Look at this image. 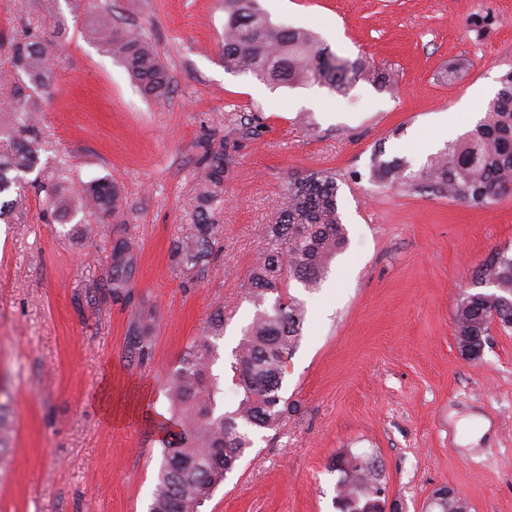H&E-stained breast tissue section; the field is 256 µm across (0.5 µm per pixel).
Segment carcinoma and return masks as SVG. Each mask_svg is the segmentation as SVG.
Segmentation results:
<instances>
[{"instance_id": "1", "label": "carcinoma", "mask_w": 512, "mask_h": 512, "mask_svg": "<svg viewBox=\"0 0 512 512\" xmlns=\"http://www.w3.org/2000/svg\"><path fill=\"white\" fill-rule=\"evenodd\" d=\"M93 39L126 68L140 93L163 99L170 91L169 73L144 30L101 21L91 25ZM224 69L251 73L270 84L325 87L347 93L363 80L383 87L389 72L362 58L340 57L303 28L271 22L258 0H224ZM9 63L26 80L11 93L16 149L0 159V193L24 182V175L40 163L41 134L35 120L39 92L49 83L45 46L30 37L11 46ZM236 141L206 147L200 169V205L196 232L173 242L181 266L208 261L222 236L217 211L224 203V173L233 162ZM371 180L388 186L429 190L458 202L490 205L512 194V71L501 77V88L486 115L463 139L430 156L417 171L404 159H376ZM49 207L64 214L70 196L59 181L41 185ZM88 217L99 222L121 207L118 189L105 179L81 185ZM268 247L251 269L242 288L257 306L275 296L271 309L257 311L233 352L232 381L240 391L236 407L218 408L219 378L213 374L214 350L209 336H218L224 319L216 314L207 335L190 344L179 361L168 390L170 419L161 425L163 448L158 481L149 512H201L237 461L252 448L260 429L277 428L288 415V401L280 395L288 358L300 336L303 314L289 293L296 281L317 286L332 259L346 245L338 213L336 178L316 171L288 179L285 203L268 225ZM114 262L111 288L125 287L134 263L133 244L111 245ZM478 279L494 288L490 293L465 295L455 313L457 332L473 336L472 348L483 347L496 322L512 329V257L490 258L478 269ZM132 356L149 355L151 341L139 333L130 337ZM334 470L340 473L335 504L339 512H383L380 494L385 487L368 458L343 454Z\"/></svg>"}]
</instances>
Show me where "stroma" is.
<instances>
[{"label":"stroma","mask_w":512,"mask_h":512,"mask_svg":"<svg viewBox=\"0 0 512 512\" xmlns=\"http://www.w3.org/2000/svg\"><path fill=\"white\" fill-rule=\"evenodd\" d=\"M43 0H0V46L31 34L49 47L40 103L42 179L106 177L120 217L52 219L27 186L0 220V404L12 429L0 459V512H148L162 459L167 385L187 346L224 316L213 371L234 408L233 351L256 308L242 288L266 246L289 177L335 174L348 244L319 288L293 284L304 320L264 430L202 512H337L340 452L375 461L398 512L434 491L471 512H512V330L492 325L461 355L455 310L479 291L491 254L512 256V194L484 206L382 187L377 153L420 168L443 150L454 115L473 129L512 69V0H258L273 23L310 30L337 55L395 74L341 95L225 71L224 0H91L74 14ZM107 16L145 29L171 78L144 98L87 32ZM239 138L224 175L222 248L192 270L170 245L194 233L202 145ZM130 239L137 263L112 295L106 242ZM149 336L131 358L132 326Z\"/></svg>","instance_id":"1"}]
</instances>
